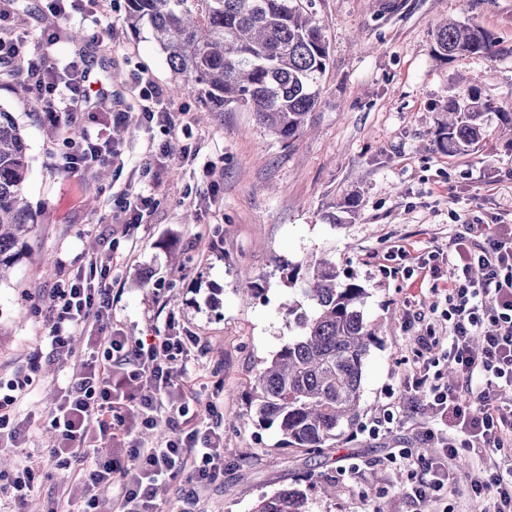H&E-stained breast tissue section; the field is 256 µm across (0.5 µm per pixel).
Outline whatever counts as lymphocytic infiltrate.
<instances>
[{
  "instance_id": "1",
  "label": "lymphocytic infiltrate",
  "mask_w": 512,
  "mask_h": 512,
  "mask_svg": "<svg viewBox=\"0 0 512 512\" xmlns=\"http://www.w3.org/2000/svg\"><path fill=\"white\" fill-rule=\"evenodd\" d=\"M45 59L32 57L34 95L46 101V121L57 122L87 99L89 73L81 58L61 60L46 69ZM131 83L143 102L139 111L118 109L112 123L129 127L157 123L174 127L172 100L146 73L134 74ZM121 151L110 134L87 135L77 150L63 154L60 168L89 169L119 159ZM475 227L461 225L448 255L447 360L469 389V400L458 391L431 380L428 365H421L411 385L427 408L435 410L440 427L430 429L428 440L439 443L444 458L464 449L484 448L501 453L499 467L472 477L476 497L490 501L492 512H512V225H489L482 237ZM481 271L475 280L473 271ZM55 316L51 344L58 352L70 349L71 328L95 325L112 314V291L69 282L53 291ZM191 336H160L156 341L127 348L119 333L98 336L88 359L80 362L61 401L51 413L50 426L58 434L51 450L57 466L65 467L78 450L91 447L89 422L101 434L111 435L115 450L98 459L82 483L83 512H104L98 489L119 479L117 512H157L154 487L158 481L188 474L199 485L211 484L224 474L215 430L189 417L185 391L173 377L172 361L190 353ZM41 364L30 357V372L17 376L0 395V439L19 443L24 433L15 422L14 408L33 383ZM172 423L170 435L148 446L130 441L135 426L151 428L158 421Z\"/></svg>"
}]
</instances>
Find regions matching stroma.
<instances>
[{
    "mask_svg": "<svg viewBox=\"0 0 512 512\" xmlns=\"http://www.w3.org/2000/svg\"><path fill=\"white\" fill-rule=\"evenodd\" d=\"M302 4L328 39L330 64L308 130L290 144L252 112H208L185 92L173 98L175 128H126L122 159L108 165L107 177L95 168L64 171L57 166L71 149L64 125L46 122L0 82V108L27 140L24 193L38 214L18 264L0 282V379L27 374L30 353H43L16 408L29 439L0 446V473L40 468L38 512H74L82 475L112 452L101 442L60 468L49 426L87 343L79 329L71 354L53 351L52 292L88 276L89 259L106 253L112 316L94 334L120 331L131 347L168 333L195 337L173 364L175 381L189 390L190 411L221 436L223 478L205 486L184 475L159 481L160 512H252L261 495L293 486L304 472L314 481L309 512H481L469 476L496 460L482 450L449 462L453 494L408 496L441 460L425 451L435 417L409 386L419 358L448 373L443 290L458 225L512 221V139L493 124L469 154L436 145L451 92L477 88L495 111L512 113V0ZM125 6L105 0L102 21L81 25L90 43L64 39L56 54L82 55L102 81L120 72L122 81L109 86L112 104L135 108L132 73L147 72L167 92L172 75L148 31H126ZM449 19L482 27L491 56L436 60L435 33ZM131 190L152 198L136 224L124 223L118 207ZM322 253L367 289L364 316L380 341L365 362L358 425L313 456L288 447L277 426L255 423L250 405L258 370L290 334L282 301L296 291L288 268ZM435 269L440 278H432ZM250 282L260 292L242 300ZM430 335L437 345L422 349L420 338ZM403 450L411 459L400 458Z\"/></svg>",
    "mask_w": 512,
    "mask_h": 512,
    "instance_id": "35a3bbf8",
    "label": "stroma"
}]
</instances>
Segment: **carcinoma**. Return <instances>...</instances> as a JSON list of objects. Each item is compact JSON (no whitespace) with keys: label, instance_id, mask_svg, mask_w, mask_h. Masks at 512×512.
Returning <instances> with one entry per match:
<instances>
[{"label":"carcinoma","instance_id":"1","mask_svg":"<svg viewBox=\"0 0 512 512\" xmlns=\"http://www.w3.org/2000/svg\"><path fill=\"white\" fill-rule=\"evenodd\" d=\"M40 23L71 41L88 39L67 28L59 14H43ZM123 23L134 34L145 24L151 28L173 92L195 93L209 112L248 110L291 143L318 105L329 45L301 0H126ZM491 53V39L477 25L454 21L436 33L438 60ZM28 69L29 59L19 56L0 74L34 109H43ZM444 111L448 120L439 127L438 146L451 155L472 151L485 136L491 104L468 88L448 96ZM28 173L23 131L1 108L0 271L15 265L37 224L24 196ZM287 280L306 303L286 304L293 335L256 374L253 414L260 424L277 425L288 446L319 454L359 420L363 369L376 329L362 311L367 288L342 280L332 260L294 265ZM255 512H308V496L298 486L285 487L261 498Z\"/></svg>","mask_w":512,"mask_h":512}]
</instances>
